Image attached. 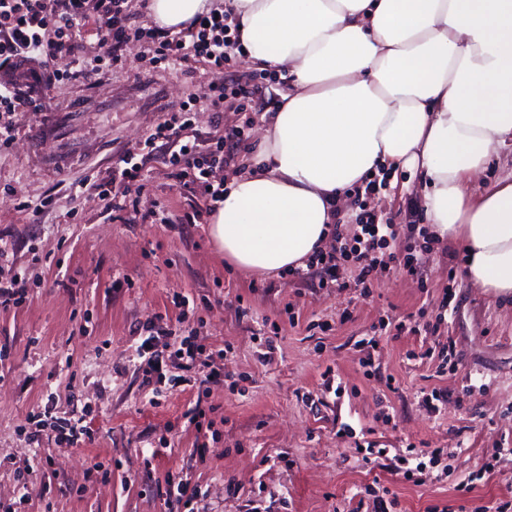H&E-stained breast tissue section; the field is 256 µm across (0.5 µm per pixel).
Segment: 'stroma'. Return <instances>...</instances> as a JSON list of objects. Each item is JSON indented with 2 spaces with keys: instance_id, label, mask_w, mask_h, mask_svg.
<instances>
[{
  "instance_id": "obj_1",
  "label": "stroma",
  "mask_w": 512,
  "mask_h": 512,
  "mask_svg": "<svg viewBox=\"0 0 512 512\" xmlns=\"http://www.w3.org/2000/svg\"><path fill=\"white\" fill-rule=\"evenodd\" d=\"M103 10L93 0L82 35L50 64L74 72L47 99L52 135L35 144L18 134L0 148V246L26 288L21 305L0 309V512H373L378 495L390 512H512V306L472 285L447 241L422 253V278L380 268L366 295L350 265L342 288L319 287L313 268L237 269L209 238L203 187L173 164L176 144L153 134L183 107L200 154L243 128L226 146L233 164L210 170L212 183L230 180L287 82L238 52L221 67L155 64L143 41L85 71L83 60L103 52ZM212 84L247 95L226 98L217 115L202 97ZM80 101L87 112L75 125L68 111ZM36 151L60 166L32 162ZM130 155L141 168L128 192L136 205L118 210L110 177ZM425 191L424 180L391 170L339 217L354 226L365 208L420 224ZM434 320L436 330L414 332ZM158 322L173 329V349L197 329L220 381L200 387L206 371L196 368L177 387H143L134 347ZM450 341L456 369L442 374L436 352ZM434 389L446 398L432 413L423 398ZM50 401L61 412L86 407L91 441L32 443L26 417ZM197 406L201 452L189 423ZM404 455L416 468L408 480L395 471ZM27 463L35 471L23 500L16 470ZM178 475L199 491L191 504L157 495Z\"/></svg>"
}]
</instances>
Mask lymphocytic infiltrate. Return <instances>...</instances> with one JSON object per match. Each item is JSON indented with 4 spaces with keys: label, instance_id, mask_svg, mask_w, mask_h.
I'll return each instance as SVG.
<instances>
[{
    "label": "lymphocytic infiltrate",
    "instance_id": "obj_1",
    "mask_svg": "<svg viewBox=\"0 0 512 512\" xmlns=\"http://www.w3.org/2000/svg\"><path fill=\"white\" fill-rule=\"evenodd\" d=\"M89 2L0 0V71L14 70L22 60L30 63L31 68L19 73V80H40L41 67L47 66L57 53L70 48L73 37L83 28ZM127 8L128 0H112L110 8L101 17V25L106 28L112 47H120L132 38L143 39L155 44L157 62L175 65L193 56L220 67L227 59V48L235 44L237 24L231 13L211 11L197 15L196 31L188 37L153 27L128 29L123 23ZM399 230V225L380 222L374 212L360 213L353 234L336 231V248L318 252L310 258V266L321 271L320 287L338 285L340 269L350 261L357 269V287L369 290L374 270L386 264L381 252L396 246ZM156 331V326H148L146 336L136 348L142 384L146 387L165 382L170 366L193 369L202 353L196 336L189 335L184 337L180 348L170 355H163L155 348Z\"/></svg>",
    "mask_w": 512,
    "mask_h": 512
}]
</instances>
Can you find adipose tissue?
<instances>
[{"label": "adipose tissue", "instance_id": "1", "mask_svg": "<svg viewBox=\"0 0 512 512\" xmlns=\"http://www.w3.org/2000/svg\"><path fill=\"white\" fill-rule=\"evenodd\" d=\"M210 0H150L159 27L190 30ZM251 66L287 75L256 158L234 174L209 235L258 274L323 249L343 192L383 166L430 185L428 224L464 273L512 299V180L472 196L512 139V0H222Z\"/></svg>", "mask_w": 512, "mask_h": 512}]
</instances>
